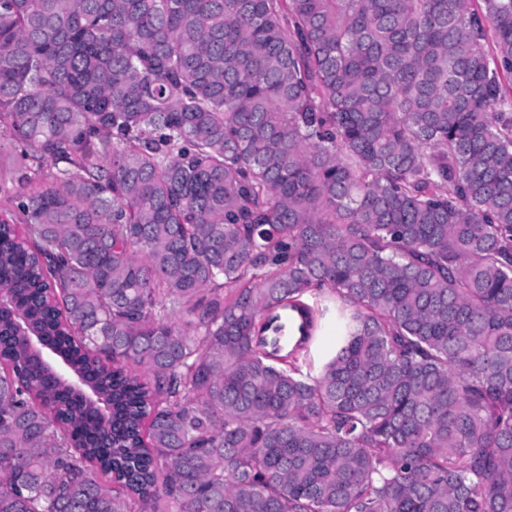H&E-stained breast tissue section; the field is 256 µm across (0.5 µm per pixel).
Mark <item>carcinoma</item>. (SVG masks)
I'll use <instances>...</instances> for the list:
<instances>
[{
  "label": "carcinoma",
  "mask_w": 512,
  "mask_h": 512,
  "mask_svg": "<svg viewBox=\"0 0 512 512\" xmlns=\"http://www.w3.org/2000/svg\"><path fill=\"white\" fill-rule=\"evenodd\" d=\"M471 2L0 0V512H512Z\"/></svg>",
  "instance_id": "1"
}]
</instances>
